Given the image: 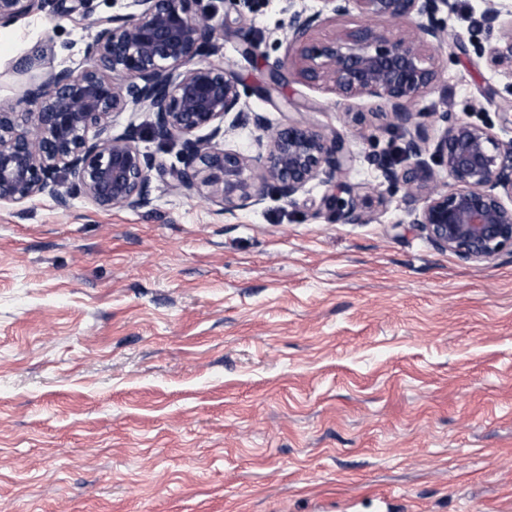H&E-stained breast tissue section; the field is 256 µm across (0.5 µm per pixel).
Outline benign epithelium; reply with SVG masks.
<instances>
[{
	"mask_svg": "<svg viewBox=\"0 0 512 512\" xmlns=\"http://www.w3.org/2000/svg\"><path fill=\"white\" fill-rule=\"evenodd\" d=\"M92 2L0 0L1 27L49 6L53 14L77 13L95 29L80 67L52 72L27 90L30 111L0 100L1 205L48 196L67 210L78 194L102 210L146 208L156 171L186 195L209 189L226 211L262 204L268 186L293 201L317 180L332 190L326 201L345 223L365 222L357 194L340 180L351 162L344 135L306 121L272 127L248 109L240 79L212 60L221 50L218 29L199 15V0H133L140 11L107 17L94 16ZM287 2L288 56L275 65L266 93L287 66L304 84L330 83L345 101L375 98L399 126L412 123L410 104L439 79L433 53L445 33L439 13L452 9L450 0H321L335 18L353 9L362 18L330 39L314 36L327 21L323 10ZM383 21L407 24L411 36H393ZM483 21L500 31L488 64L512 71V12L490 8ZM127 111L151 113L152 137L180 142L183 166L162 168L141 149L133 122L113 133L114 115ZM247 126L266 140L254 159L225 146ZM402 152L412 163L382 167L384 183L406 188L409 223L437 250L471 262L512 254L511 143L489 126L447 123L434 150L441 180L424 159V133L408 134Z\"/></svg>",
	"mask_w": 512,
	"mask_h": 512,
	"instance_id": "benign-epithelium-1",
	"label": "benign epithelium"
}]
</instances>
